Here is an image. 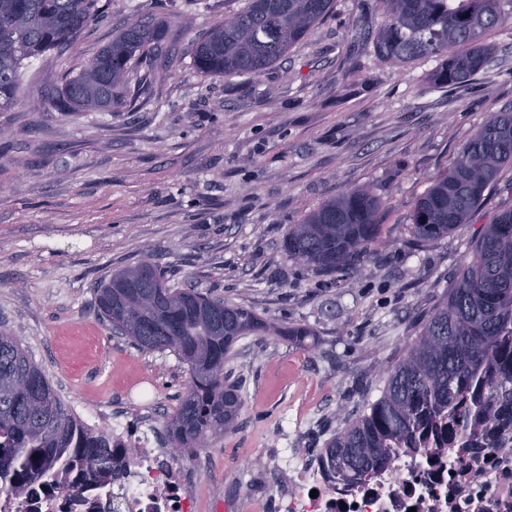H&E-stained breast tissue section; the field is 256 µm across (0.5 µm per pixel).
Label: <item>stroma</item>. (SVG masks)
<instances>
[{
	"label": "stroma",
	"instance_id": "stroma-1",
	"mask_svg": "<svg viewBox=\"0 0 512 512\" xmlns=\"http://www.w3.org/2000/svg\"><path fill=\"white\" fill-rule=\"evenodd\" d=\"M101 2L72 45L26 61L16 106L0 112V327L87 426L108 427L117 409L155 431L187 369L103 324L95 290L112 272L149 258L172 284L289 328L236 343L238 429L178 457L225 502L264 482L276 450L320 453L380 397L481 227L512 207L507 164L471 223L408 244L417 199L492 115L512 112V27L490 31L492 63L449 89L432 79L440 58L377 55L378 0H334L264 74L212 78L192 44L240 0ZM133 17L166 24L161 55L138 68L146 94L121 112L58 110L64 76ZM358 188L384 203L370 254L326 275L289 259V227Z\"/></svg>",
	"mask_w": 512,
	"mask_h": 512
}]
</instances>
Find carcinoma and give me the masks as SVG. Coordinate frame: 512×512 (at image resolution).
Returning a JSON list of instances; mask_svg holds the SVG:
<instances>
[{
    "label": "carcinoma",
    "instance_id": "1",
    "mask_svg": "<svg viewBox=\"0 0 512 512\" xmlns=\"http://www.w3.org/2000/svg\"><path fill=\"white\" fill-rule=\"evenodd\" d=\"M100 0H0V112L16 102L24 61L72 44L103 17ZM334 0H244V6L195 42L193 64L210 77L260 75L309 36ZM385 24L377 53L393 62L441 57L433 80L468 81L490 61L483 37L512 23V0H380ZM165 38L138 20L78 72L65 76L55 107L119 112L142 87H129L137 64ZM512 164V113L492 117L460 150L453 166L418 199L410 215L422 246L468 224L501 167ZM382 202L368 189L323 202L288 229L289 258L321 272L358 261L377 242ZM103 321L137 347L171 350L189 384L165 426L167 447L189 451L210 434L235 429L242 399L224 372L233 345L262 332L308 336L263 321L250 309L193 289L176 288L146 261L112 273L97 288ZM512 408V207L483 226L456 273L446 303L428 319L405 357L388 373L381 396L336 432L319 460L341 481L388 465L401 448L420 446L437 427L457 447L490 438L489 425ZM112 436L72 416L18 337L0 333V493L21 495L53 485L82 465L96 482H112ZM39 458H33V455Z\"/></svg>",
    "mask_w": 512,
    "mask_h": 512
}]
</instances>
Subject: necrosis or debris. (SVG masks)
Returning a JSON list of instances; mask_svg holds the SVG:
<instances>
[{"instance_id":"4bbe7bcc","label":"necrosis or debris","mask_w":512,"mask_h":512,"mask_svg":"<svg viewBox=\"0 0 512 512\" xmlns=\"http://www.w3.org/2000/svg\"><path fill=\"white\" fill-rule=\"evenodd\" d=\"M496 444L449 447L433 440L399 451L360 480L342 483L301 449H286L269 466L267 490H251L242 512H512V419L492 426ZM116 472L106 490L36 488L22 497L0 494V512H212L199 481L145 433L113 424Z\"/></svg>"}]
</instances>
